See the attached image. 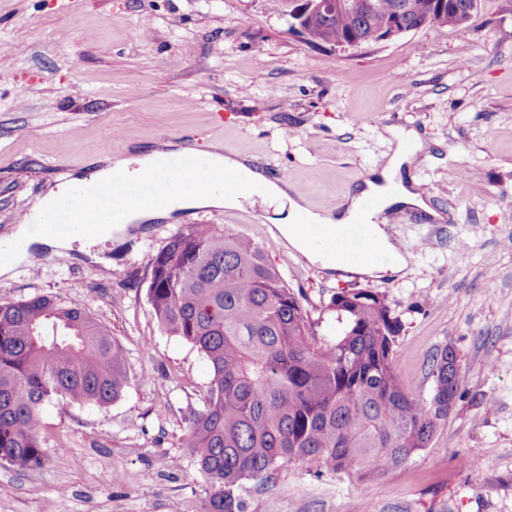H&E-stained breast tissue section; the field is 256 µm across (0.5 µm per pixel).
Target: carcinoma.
I'll list each match as a JSON object with an SVG mask.
<instances>
[{"label":"carcinoma","mask_w":512,"mask_h":512,"mask_svg":"<svg viewBox=\"0 0 512 512\" xmlns=\"http://www.w3.org/2000/svg\"><path fill=\"white\" fill-rule=\"evenodd\" d=\"M407 28L432 27L437 0H359L319 18L310 44H366L400 2ZM469 32L479 5L447 0ZM148 299L164 331L197 347L212 370L186 447L210 484L206 512H246L249 480L268 483L294 460L360 481L387 475L429 446L448 418L460 372L453 350L435 356L430 397L400 385L401 331L384 296L341 291L334 334L320 337L299 295L251 239L210 224L169 238L152 258ZM129 385L122 349L80 307L49 296L0 303V459L42 463V408L54 399L107 405Z\"/></svg>","instance_id":"carcinoma-1"}]
</instances>
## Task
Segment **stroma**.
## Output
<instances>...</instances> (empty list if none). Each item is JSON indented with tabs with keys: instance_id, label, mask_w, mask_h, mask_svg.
<instances>
[{
	"instance_id": "obj_1",
	"label": "stroma",
	"mask_w": 512,
	"mask_h": 512,
	"mask_svg": "<svg viewBox=\"0 0 512 512\" xmlns=\"http://www.w3.org/2000/svg\"><path fill=\"white\" fill-rule=\"evenodd\" d=\"M393 128L427 146L403 177L439 214H394L400 274L331 279L273 235V205L253 197L0 276V302L80 305L120 345L130 380L104 406L46 403L42 463H0V512H206L209 484L184 440L210 368L148 300L152 258L194 224L263 246L321 335L337 292L383 295L407 392L431 394L444 349L460 365L447 420L404 465L360 482L294 461L268 485L243 484L247 512H512V0H481L465 36L434 26L348 49L309 46L269 0H0V240L108 148L219 143L322 209L392 153Z\"/></svg>"
}]
</instances>
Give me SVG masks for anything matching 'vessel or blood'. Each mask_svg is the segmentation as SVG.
Instances as JSON below:
<instances>
[{
    "label": "vessel or blood",
    "mask_w": 512,
    "mask_h": 512,
    "mask_svg": "<svg viewBox=\"0 0 512 512\" xmlns=\"http://www.w3.org/2000/svg\"><path fill=\"white\" fill-rule=\"evenodd\" d=\"M180 172L198 174L205 179L210 176L206 157L190 149L176 158L170 169L148 174L135 183L120 178L108 187L95 184L78 186L67 201L58 203L54 210L42 217L39 230L48 237H66L79 229L85 234H92L94 225L86 224L79 228L73 224L71 217L76 210L91 209L99 218L111 220L115 204L130 199L154 202L165 197L173 190L174 176ZM326 245L336 249L343 262L349 265L360 263L368 257L366 250L342 225L337 226L335 238L327 240Z\"/></svg>",
    "instance_id": "obj_1"
}]
</instances>
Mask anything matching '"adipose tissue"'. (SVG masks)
<instances>
[{"mask_svg":"<svg viewBox=\"0 0 512 512\" xmlns=\"http://www.w3.org/2000/svg\"><path fill=\"white\" fill-rule=\"evenodd\" d=\"M391 135L396 141V148L386 164L381 170L371 171L361 185L349 192L333 210L311 209L305 198L296 193L288 182L270 179L251 158L242 154L224 153L221 146H213L208 151V165L213 172L226 171L238 175L247 184L249 195L275 204L277 231L311 264L333 274L347 270L359 276L379 277L388 272H403L407 267V259L395 245L387 224L380 222L378 212L367 210V200L380 199L386 210L406 207L423 210L427 207L415 184L401 176L402 169L412 160L413 148L420 146V138L412 130L395 129ZM182 152L183 148L178 143L156 141L123 156L108 154L100 157L90 169L56 185L38 199L32 214L39 217L52 211L61 198L71 194L76 185L96 183L107 186L119 177L134 182L147 171L164 169L171 158ZM241 205L240 195H229L216 188L200 190L194 185L192 177L183 176L171 194L153 205H120L112 222L98 223L92 239L96 242L112 238L120 240L130 226L170 220L185 210L238 208ZM339 225L347 226L363 243L372 254L371 260L348 267L336 251L312 244L308 228H318L325 234ZM41 242L34 237L30 223L18 224L10 237L0 241V276L25 262L33 246ZM42 243L68 250L73 240L69 237L49 238Z\"/></svg>","mask_w":512,"mask_h":512,"instance_id":"obj_1","label":"adipose tissue"}]
</instances>
